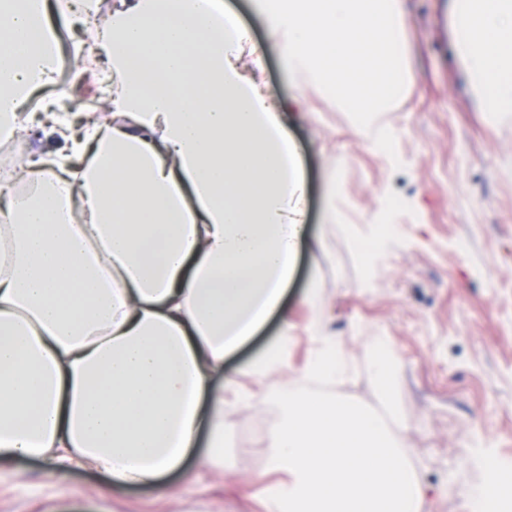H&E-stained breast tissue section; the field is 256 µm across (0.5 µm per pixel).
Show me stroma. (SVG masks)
<instances>
[{"mask_svg": "<svg viewBox=\"0 0 512 512\" xmlns=\"http://www.w3.org/2000/svg\"><path fill=\"white\" fill-rule=\"evenodd\" d=\"M224 9L261 49L260 58H240V71L293 112L286 124L313 242L301 250L284 297L287 317L273 316L226 361V379L259 390L265 380L254 368L282 343L288 360L279 376L297 377L317 315L353 366L333 395L376 409L369 367L377 338H387L401 359L394 385L407 420L401 445L425 488L419 512H476L459 441L512 468V116L477 109L448 40V0H404L414 81L403 111L383 117L396 137L393 161L317 86L292 80L257 0H224ZM334 171L342 185L332 201ZM392 204L397 228L366 274L348 227L375 230ZM278 416L270 405L225 404L223 460L208 467L189 460L163 492L119 486L92 469L52 477L40 460L1 462L0 512H262L264 433Z\"/></svg>", "mask_w": 512, "mask_h": 512, "instance_id": "obj_1", "label": "stroma"}]
</instances>
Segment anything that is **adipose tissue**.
I'll return each instance as SVG.
<instances>
[{"label": "adipose tissue", "mask_w": 512, "mask_h": 512, "mask_svg": "<svg viewBox=\"0 0 512 512\" xmlns=\"http://www.w3.org/2000/svg\"><path fill=\"white\" fill-rule=\"evenodd\" d=\"M68 0L103 59L107 117L74 127L47 0H0V141L45 126L0 205V458L160 486L224 455V403L277 406L264 512H418L399 439L391 345L381 409L328 395L351 362L316 327L300 376L268 353L257 393L216 386L279 307L306 240L304 180L274 103L237 67L256 53L223 0ZM456 58L482 108L512 112V0H452ZM47 90L38 113L23 104ZM111 270L104 278L103 270Z\"/></svg>", "instance_id": "1"}]
</instances>
